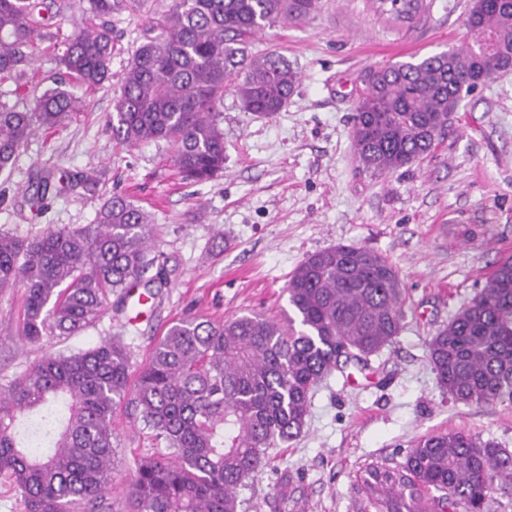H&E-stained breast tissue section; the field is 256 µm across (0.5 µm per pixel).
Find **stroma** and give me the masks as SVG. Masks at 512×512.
Returning <instances> with one entry per match:
<instances>
[{
  "label": "stroma",
  "instance_id": "1",
  "mask_svg": "<svg viewBox=\"0 0 512 512\" xmlns=\"http://www.w3.org/2000/svg\"><path fill=\"white\" fill-rule=\"evenodd\" d=\"M412 24L381 12L376 0H323L307 21L257 34L251 53L280 51L301 80L271 117L245 112L224 93V174L182 180L164 141L117 145L106 126L123 74L142 41L146 14L111 18L116 43L109 80L65 127L40 130L0 173V233L26 238L47 225L95 223L118 193L151 212L152 246L167 258L168 282L142 313L108 308L73 336L21 338L24 290H0V387L48 352L73 353L123 336L141 365L170 323L191 312L214 319L288 312L285 287L309 255L336 244L368 247L397 271L405 328L350 377L335 372L311 398L295 440L271 449V462L239 491L242 512H361L360 476L395 465L418 439L464 431L512 449V403L463 404L440 387L427 342L512 255V72L465 94L435 150L408 168L374 176L359 169L351 142L355 103L367 67L425 57L470 42L472 0H424ZM65 74L38 53L31 85ZM0 85V101L28 108L32 92ZM53 189L32 201L40 181ZM112 492L101 512H128L126 489L138 463L156 453L147 431L118 407Z\"/></svg>",
  "mask_w": 512,
  "mask_h": 512
}]
</instances>
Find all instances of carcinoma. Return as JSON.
Segmentation results:
<instances>
[{
  "mask_svg": "<svg viewBox=\"0 0 512 512\" xmlns=\"http://www.w3.org/2000/svg\"><path fill=\"white\" fill-rule=\"evenodd\" d=\"M409 19L416 0H390ZM145 0H89L72 35L50 31L46 0H0V83L18 81L44 42L63 45L60 64L85 91L110 77L115 43L105 17L141 12ZM321 0H172L149 18L107 126L119 144L165 140L182 176L205 182L224 171V90L243 108L273 116L300 77L276 50L248 54L266 26L298 23ZM480 34L463 48L376 67L357 99L352 142L359 165L383 175L429 155L481 71L512 69V0H473ZM80 100L58 85L19 110L0 102V172L42 127H58ZM154 219L114 194L96 223L51 225L33 238L0 233V289L24 288L22 336L72 335L98 319L108 298L127 307L129 286L167 283L151 241ZM286 321L242 315L215 321L184 315L132 375L128 346L114 337L76 353L41 358L0 388V475L28 512H97L112 491L117 440L112 416L124 404L161 451L143 459L128 489L129 512H239V490L296 438L314 388L343 361L393 344L404 328L396 270L374 250L329 246L308 256L286 285ZM430 364L455 401L512 402V257L427 342ZM375 512H493L512 493V450L451 431L426 436L389 467L360 477Z\"/></svg>",
  "mask_w": 512,
  "mask_h": 512,
  "instance_id": "cac0c4a2",
  "label": "carcinoma"
}]
</instances>
